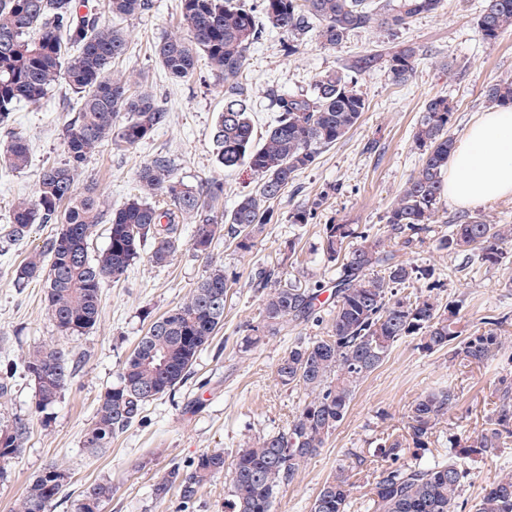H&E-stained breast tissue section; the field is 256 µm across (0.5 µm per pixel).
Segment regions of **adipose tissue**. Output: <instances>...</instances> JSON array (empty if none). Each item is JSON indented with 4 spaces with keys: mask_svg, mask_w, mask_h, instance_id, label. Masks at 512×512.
I'll list each match as a JSON object with an SVG mask.
<instances>
[{
    "mask_svg": "<svg viewBox=\"0 0 512 512\" xmlns=\"http://www.w3.org/2000/svg\"><path fill=\"white\" fill-rule=\"evenodd\" d=\"M449 199L463 208L512 197V108H493L471 124L444 176Z\"/></svg>",
    "mask_w": 512,
    "mask_h": 512,
    "instance_id": "obj_1",
    "label": "adipose tissue"
}]
</instances>
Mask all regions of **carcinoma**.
<instances>
[{
  "label": "carcinoma",
  "mask_w": 512,
  "mask_h": 512,
  "mask_svg": "<svg viewBox=\"0 0 512 512\" xmlns=\"http://www.w3.org/2000/svg\"><path fill=\"white\" fill-rule=\"evenodd\" d=\"M444 0H258L257 8L236 0H180L184 33L162 38L155 56L175 79L193 76L199 59L224 84V110L215 125L216 160L222 168L246 165L259 177L257 189L241 196L226 216H217L211 203L224 195L216 177L192 186L176 179L171 162L158 156L138 172V193L109 211L95 182L79 183L83 168L102 146L111 143L132 149L149 139L168 118L162 102L142 81L112 74V63L126 54L129 34L121 27L99 22L97 13H80L78 0H0V126L20 103L39 106L55 86L64 82L77 96L78 118L63 132L66 159L45 166L38 191L15 203L9 214L8 236L24 240L35 224H56L58 230L41 251L27 256L13 271L18 286L40 280L47 289L48 311L57 328L84 333L100 318V293L107 280L119 281L141 259L142 246L151 241L148 260L163 267L180 246L179 225L195 221L192 248L209 254L213 240H224L248 253L272 217L278 199L298 172L311 167L321 149L335 144L360 121L368 105L360 78L383 68L396 84L408 82L422 56L418 46L405 45L390 53L355 57L341 70L319 75L306 93H274L279 112L275 125L255 143L249 112L251 99L240 78L251 46L270 25L288 35L292 55L315 35L319 44L334 48L361 29H391L413 18L436 12ZM117 20L134 18L152 8L151 0H105ZM476 26L481 38L494 44L512 33V0H485ZM488 101L512 106V80L485 90ZM454 106L448 97L428 98L414 136L422 164L400 190L383 217L384 235L372 237L350 224H326L321 252L336 265L335 304L320 300L326 285L304 287L282 279L278 269L259 268L252 285L262 292L259 322L240 343L247 352L270 337L309 324H323V336L294 339L276 365L279 383L299 388L305 399L287 427L259 436L241 449L232 462L230 498L226 512H273L281 487L292 482L305 463L325 447L344 419L359 383L387 358L396 343L413 337L428 353L448 350L459 365L492 362L512 336H501L491 326L505 318H488L464 336L459 330L457 305H443L431 295L435 284L422 290L414 283L434 276L401 259L400 252L422 241L437 224L441 245L464 256L495 264L502 245L512 241V224H491L481 216L448 223L442 208L444 175L456 148L450 134ZM0 164L20 171L30 163L27 138L5 129ZM336 185L327 187L309 205L289 212L291 224H310L323 200ZM109 225L107 246L95 255L89 242L98 225ZM236 283L222 264L208 274L180 305L151 321L144 336L122 362L118 381L99 396L94 419L84 434L83 447L95 454L112 439L140 421L147 407L175 392L191 375L199 354L209 347L224 325L228 288ZM410 292L398 296V290ZM24 367L34 381L36 405H53L75 377L76 361L64 347H40L28 353ZM489 426L465 438L448 440V451L431 457L429 438L457 407L455 386L433 389L415 399L406 410L412 452L398 438H381L368 455H355L363 465L368 457L383 462L376 470L371 495L363 512H458L468 479L466 461L494 453L501 440L512 436V376L499 380ZM31 434L23 418L0 422V478ZM224 449L206 450L188 465H172L152 488L157 501L170 496L187 512L203 487L224 473ZM71 480L64 467L52 464L31 483L16 512H53L63 487ZM353 483L341 465L324 483L310 512H348ZM110 483L88 487L76 512H102L112 499ZM475 512H512V473L496 477Z\"/></svg>",
  "instance_id": "cac0c4a2"
}]
</instances>
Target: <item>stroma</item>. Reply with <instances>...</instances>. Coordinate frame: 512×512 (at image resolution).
<instances>
[{
  "mask_svg": "<svg viewBox=\"0 0 512 512\" xmlns=\"http://www.w3.org/2000/svg\"><path fill=\"white\" fill-rule=\"evenodd\" d=\"M484 3L445 0L437 12L417 16L403 27L364 29L333 49L320 47L311 38L293 55L285 50L287 35L265 30L249 51L242 77L259 136L277 118L273 92L308 90L319 73L341 69L369 52L416 44L426 54L406 84H394L382 69L363 77L367 112L336 145L319 155L314 167L298 172L272 203L273 218L251 252L240 253L218 239L210 256H201L191 246L194 223L184 221L181 245L167 266L157 268L143 259L124 279L104 283L99 322L83 334L59 331L48 313L42 283L20 288L13 282L14 269L29 252L44 246L55 225H34L29 236L16 244L4 238L13 204L33 198L42 167L65 158L62 130L77 115L73 94L60 85L44 105L15 108L9 125L26 136L31 162L20 172L0 169V368L12 370L9 391L0 396V421L28 419L31 435L8 465L6 479L0 481V512H13L29 484L52 463L67 468L72 476L54 512H75L80 492L101 481L115 489L102 512H174L176 498L159 502L151 495L153 484L171 464H187L212 448L223 449L230 461L263 432L287 426L300 394L278 383L275 367L288 339L277 336L246 353L239 349L242 337L258 322L261 308L260 295L250 286L251 276L257 268L278 265L293 251L298 260L289 267V278L304 285L329 281L334 270L320 254L323 225L352 224L370 234H382L386 211L421 165L413 136L425 100L435 94L448 96L455 107L451 132L458 139L489 110L486 87L512 79V34L493 45L482 41L476 19ZM122 26L130 34L129 48L112 69L145 79L165 104L169 121L153 139L136 148L105 145L86 164L84 178L97 182L107 205L116 208L137 193L139 168L161 153L171 159L175 177L185 184L221 179L224 196L214 211L229 213L240 196L256 189L259 179L247 166L226 170L216 163L212 137L224 106L223 84L203 64L191 78H171L155 56V44L181 29L179 0H152L150 11L124 20ZM331 184L338 186V193L325 195ZM317 198L323 201L317 221L289 223V211ZM440 240V232L424 234L409 255L418 266L435 270L434 296L443 303L458 302L462 328L479 326L485 317L495 315L504 320L503 334L512 336V242L504 244L498 263L465 267L441 247ZM212 260L236 274L237 282L227 293L224 325L197 359L192 378L175 394L155 400L144 419L114 439L111 447L90 455L83 436L93 421L99 395L116 383L122 361L151 319L180 305L205 278ZM43 344L72 350L79 368L57 402L40 412L24 360L30 350ZM510 372L512 348L487 366L463 370L449 362L447 351L429 354L412 339L400 341L357 386L326 446L293 482L281 488L275 512H309L339 465H350L351 453L401 427L408 405L432 388L452 383L460 395L456 410L431 438L432 453L442 452L447 436L483 428L491 394L501 375ZM197 397L206 402L203 410L186 411L187 402ZM467 466L469 476L461 499L469 506L499 473L512 472V437L505 439L494 457H476Z\"/></svg>",
  "mask_w": 512,
  "mask_h": 512,
  "instance_id": "stroma-1",
  "label": "stroma"
}]
</instances>
